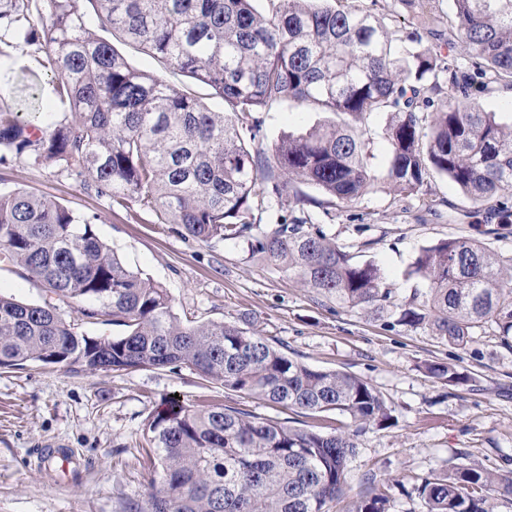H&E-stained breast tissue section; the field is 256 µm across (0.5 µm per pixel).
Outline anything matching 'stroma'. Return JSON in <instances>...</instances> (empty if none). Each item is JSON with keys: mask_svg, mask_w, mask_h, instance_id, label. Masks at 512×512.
Here are the masks:
<instances>
[{"mask_svg": "<svg viewBox=\"0 0 512 512\" xmlns=\"http://www.w3.org/2000/svg\"><path fill=\"white\" fill-rule=\"evenodd\" d=\"M118 50L138 69L157 74L212 111L223 100L203 84L169 69L135 46ZM38 54L15 39L0 59V103L21 112L62 109L55 79L40 70ZM260 141L271 145L283 133L323 120L320 112L284 106L259 113ZM25 188L50 196L78 214L96 216L95 231L130 268L161 284L174 311L187 324L241 323L270 345L307 365L361 377L392 408L390 426H370L357 438L348 462V488L329 512H353L368 476L393 479L388 512H421L417 488L434 473L476 465L512 477V347L496 328L475 331L463 347L395 318L371 319L342 308L290 279L275 265L248 257L247 243L211 248L163 224L154 211L131 204L110 206L52 166L11 158L0 164V189ZM290 191L313 200L307 212L356 260H373L408 308L423 290L407 272L422 247L452 235H470L492 248L512 251V225L469 223L468 200L444 178L425 195L383 188L346 204L306 182ZM439 201L429 214L424 198ZM0 293L32 304L48 294L19 265L0 259ZM461 366L472 384L451 387L431 377L428 363ZM235 406L252 414L330 433L346 426L336 412L305 416L225 390L188 368H139L73 373L58 365L0 368V512H129L146 506L151 475L142 449L144 428L162 399ZM45 448H70L80 460L77 477L58 483L43 462Z\"/></svg>", "mask_w": 512, "mask_h": 512, "instance_id": "35a3bbf8", "label": "stroma"}]
</instances>
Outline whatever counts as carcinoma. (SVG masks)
I'll list each match as a JSON object with an SVG mask.
<instances>
[{"mask_svg": "<svg viewBox=\"0 0 512 512\" xmlns=\"http://www.w3.org/2000/svg\"><path fill=\"white\" fill-rule=\"evenodd\" d=\"M254 0H0V44L21 35L57 80L63 116L44 124L0 106V163L53 165L126 207L213 247L243 239L340 305L369 312L393 299L381 268L357 262L303 217L311 198L289 193L303 180L345 203L388 188L419 194L445 177L470 201L469 214L512 224V123L476 95L491 77L512 85V0H400L414 23L395 39L372 12L377 0H279L271 15ZM38 17L40 25L32 22ZM142 48L224 100L213 112L163 78L134 68L101 36ZM464 48L449 63L422 47ZM446 92L436 100L433 94ZM334 119L256 145V112L275 105ZM390 114L386 169L369 164V116ZM283 215L261 225L255 213ZM96 217L29 190L0 192V254L48 292L77 304L88 322L126 327L121 336L77 330L49 301L0 294V367L61 365L74 372L187 367L224 388L313 415L336 411L353 430L322 434L228 405L167 401L146 425L158 485L143 512H328L347 487V461L368 426L392 408L365 379L293 360L236 323L187 325L163 286L128 268L99 239ZM411 273L425 284L418 307L398 322L463 346L474 328L512 333V253L459 235L420 249ZM451 386L472 378L457 366L425 364ZM356 512H388L390 484L371 476ZM422 512H494L512 480L459 467L417 488Z\"/></svg>", "mask_w": 512, "mask_h": 512, "instance_id": "carcinoma-1", "label": "carcinoma"}]
</instances>
